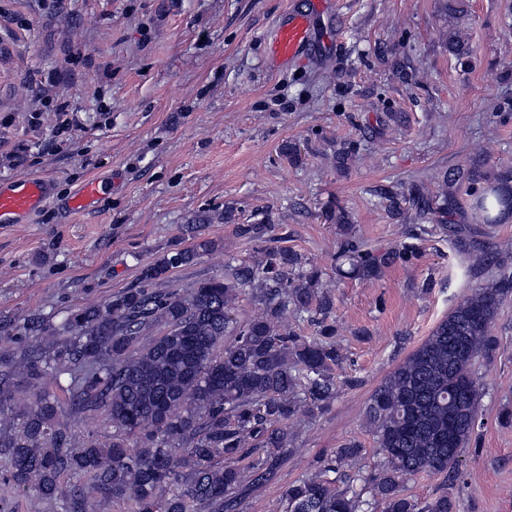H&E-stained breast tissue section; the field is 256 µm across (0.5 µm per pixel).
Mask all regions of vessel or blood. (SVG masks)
<instances>
[{
    "label": "vessel or blood",
    "instance_id": "1",
    "mask_svg": "<svg viewBox=\"0 0 512 512\" xmlns=\"http://www.w3.org/2000/svg\"><path fill=\"white\" fill-rule=\"evenodd\" d=\"M316 53L308 13L288 10L269 45L271 59L283 67ZM109 187L107 181L89 179L67 198L64 211L70 213L89 208ZM51 197L52 183L49 180L30 176L0 180V226L29 223Z\"/></svg>",
    "mask_w": 512,
    "mask_h": 512
}]
</instances>
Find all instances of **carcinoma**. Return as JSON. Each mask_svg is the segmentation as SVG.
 Returning <instances> with one entry per match:
<instances>
[{
  "label": "carcinoma",
  "instance_id": "1",
  "mask_svg": "<svg viewBox=\"0 0 512 512\" xmlns=\"http://www.w3.org/2000/svg\"><path fill=\"white\" fill-rule=\"evenodd\" d=\"M448 48L468 55L467 39L448 34ZM482 188L469 199L464 240L512 213V162L489 175L477 164L457 168L448 191L420 186L414 197L420 220L457 206L464 185ZM273 224H240L238 234L261 238ZM143 266L137 285L99 304L70 310L59 326L33 318L22 330L34 339L54 333L65 340L51 352L30 348L0 353V456L16 490L51 499L60 482L75 478L65 512H85L95 494L131 500L137 512H235L247 491L271 480L290 451L292 424L303 412L324 411L336 397L333 367L343 359L327 322L332 300L323 271L288 247H271L255 261L242 259L224 277L191 289L159 288L168 273L196 263L216 243L201 235ZM414 246L379 252L351 237L334 255L342 276L362 280L412 252ZM512 274L475 289L441 320L431 335L372 393L367 419L379 463L346 468L362 455L346 442L317 459L315 472L292 483L285 512H457L448 489L417 501L404 494L405 478L420 473L451 482L460 455L475 437L483 388L475 365L495 348L490 328ZM258 313L233 316L245 292ZM314 318L316 335L279 328L288 314ZM67 376V399L34 391L19 404L18 380L38 384ZM84 423L81 445L64 421ZM458 435L448 452V423ZM112 434L101 439V426ZM246 460L242 472L232 463Z\"/></svg>",
  "mask_w": 512,
  "mask_h": 512
}]
</instances>
